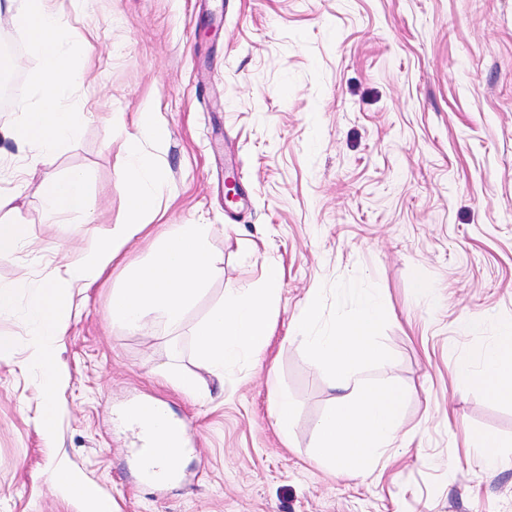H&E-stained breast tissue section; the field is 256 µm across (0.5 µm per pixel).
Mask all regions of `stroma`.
Instances as JSON below:
<instances>
[{
    "instance_id": "1",
    "label": "stroma",
    "mask_w": 512,
    "mask_h": 512,
    "mask_svg": "<svg viewBox=\"0 0 512 512\" xmlns=\"http://www.w3.org/2000/svg\"><path fill=\"white\" fill-rule=\"evenodd\" d=\"M88 35L92 80L80 136L25 179L0 141V190L18 194L27 238L0 258V282L28 289L63 275L80 250L124 223L128 139L149 107L167 132L156 219L111 267L73 289L58 360V435L47 442L28 325L0 360V512H80L47 472H81L113 512H512V402L451 372L512 320V0H56ZM18 68L0 93H29L39 61L5 26ZM88 178L89 223H49L38 190L73 170ZM173 224H209L221 274L181 326L149 315L132 334L107 307L128 272ZM272 335L251 362L216 377L192 329L226 293L267 289ZM429 281L433 299L414 291ZM360 278L381 296L390 365L364 379L400 384L401 435L386 465L359 475L316 459V420L335 382L292 337L309 295ZM195 372L194 399L170 374ZM294 406L291 438L274 427L276 395ZM164 400L194 429L176 480L137 473L138 429L121 410ZM503 444L497 469L473 435Z\"/></svg>"
}]
</instances>
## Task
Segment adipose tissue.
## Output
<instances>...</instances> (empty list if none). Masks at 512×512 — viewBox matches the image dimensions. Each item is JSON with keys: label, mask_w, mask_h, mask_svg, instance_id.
<instances>
[{"label": "adipose tissue", "mask_w": 512, "mask_h": 512, "mask_svg": "<svg viewBox=\"0 0 512 512\" xmlns=\"http://www.w3.org/2000/svg\"><path fill=\"white\" fill-rule=\"evenodd\" d=\"M0 19L26 33L39 60L29 75L30 93L18 103L17 121L1 127L0 137L11 140L32 162L46 163L80 134L87 120L80 96L88 80L82 63L87 40L62 20L55 0H0ZM42 199L49 217L86 221L90 199L84 172L46 180ZM212 231L208 224H178L160 235L152 259L113 291L108 306L112 322L136 332L149 314L158 313L170 324H180L220 272L210 250ZM265 309L264 294L232 293L194 326L195 354L210 372L223 376L225 367L254 358L264 349L269 338ZM454 372L491 399L512 400V323L500 328L479 366L460 360ZM53 488L77 500L82 512H112L110 497L66 467L56 470Z\"/></svg>", "instance_id": "1"}]
</instances>
